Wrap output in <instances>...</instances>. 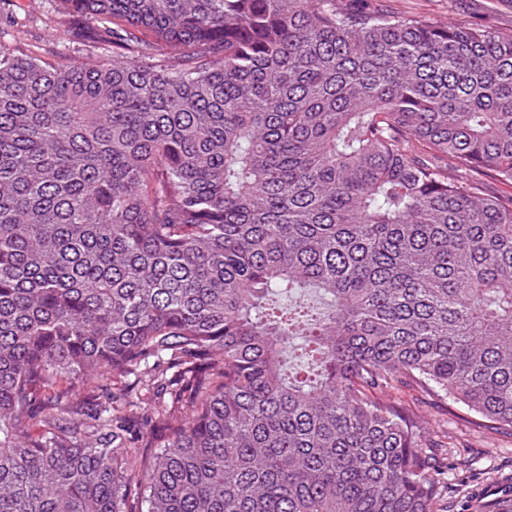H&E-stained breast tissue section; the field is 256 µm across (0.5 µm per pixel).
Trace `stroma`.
<instances>
[{
	"mask_svg": "<svg viewBox=\"0 0 512 512\" xmlns=\"http://www.w3.org/2000/svg\"><path fill=\"white\" fill-rule=\"evenodd\" d=\"M384 9L441 25L480 24L512 34V0H381ZM59 0H0V43L44 59L94 63L112 58L103 20H87L80 35ZM432 440L448 448V494L438 512H480L483 503L512 496V431L479 428L451 415L445 403H415Z\"/></svg>",
	"mask_w": 512,
	"mask_h": 512,
	"instance_id": "1",
	"label": "stroma"
}]
</instances>
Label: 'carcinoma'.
Here are the masks:
<instances>
[{
    "label": "carcinoma",
    "instance_id": "cac0c4a2",
    "mask_svg": "<svg viewBox=\"0 0 512 512\" xmlns=\"http://www.w3.org/2000/svg\"><path fill=\"white\" fill-rule=\"evenodd\" d=\"M62 2L112 60L0 44V512H436L402 388L512 430V34Z\"/></svg>",
    "mask_w": 512,
    "mask_h": 512
}]
</instances>
